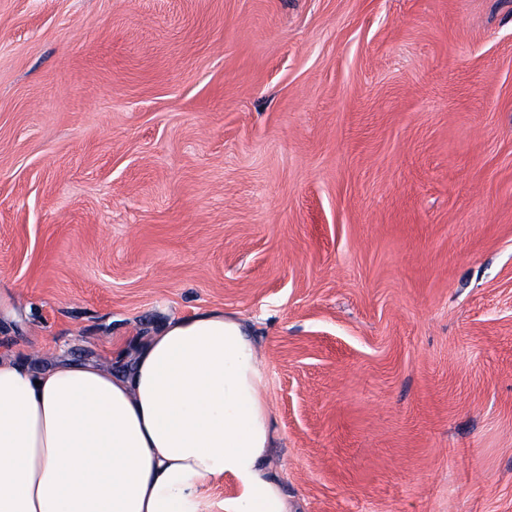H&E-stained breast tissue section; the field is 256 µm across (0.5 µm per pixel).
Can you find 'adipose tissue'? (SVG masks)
Masks as SVG:
<instances>
[{
  "label": "adipose tissue",
  "mask_w": 512,
  "mask_h": 512,
  "mask_svg": "<svg viewBox=\"0 0 512 512\" xmlns=\"http://www.w3.org/2000/svg\"><path fill=\"white\" fill-rule=\"evenodd\" d=\"M253 340L220 310L170 320L122 373L0 356V512H289ZM237 486L230 477L213 481L208 489L206 508L208 512H224V500L236 494Z\"/></svg>",
  "instance_id": "obj_1"
}]
</instances>
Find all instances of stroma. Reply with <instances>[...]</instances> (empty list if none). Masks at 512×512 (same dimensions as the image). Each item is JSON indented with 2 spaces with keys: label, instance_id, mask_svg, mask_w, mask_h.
Segmentation results:
<instances>
[{
  "label": "stroma",
  "instance_id": "1",
  "mask_svg": "<svg viewBox=\"0 0 512 512\" xmlns=\"http://www.w3.org/2000/svg\"><path fill=\"white\" fill-rule=\"evenodd\" d=\"M213 308L291 512H512V0H0V352Z\"/></svg>",
  "mask_w": 512,
  "mask_h": 512
}]
</instances>
